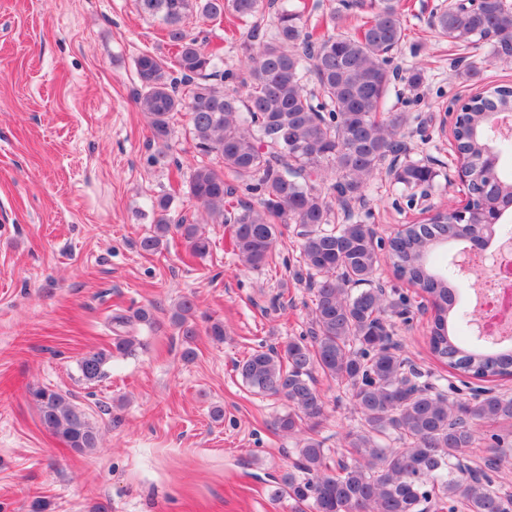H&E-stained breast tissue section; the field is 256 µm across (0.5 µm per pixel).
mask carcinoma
I'll return each mask as SVG.
<instances>
[{"label":"carcinoma","mask_w":512,"mask_h":512,"mask_svg":"<svg viewBox=\"0 0 512 512\" xmlns=\"http://www.w3.org/2000/svg\"><path fill=\"white\" fill-rule=\"evenodd\" d=\"M139 3L144 14L162 20L175 55L170 62L147 52L136 58L141 88L135 103L158 141L171 134L174 114L188 112L194 147L208 158L190 173V198L213 220L232 225L234 251L245 267L267 264L282 228H297L295 275L313 294L309 333L279 349H255L236 364L252 392L288 402V412L276 418L280 431L293 435L304 424L310 430L297 448L298 464L272 486V500L288 499L295 512H512V492L498 481L512 462V396L490 388L472 402L451 400L424 380L385 319L405 314L409 299L388 300L375 281L384 258L397 279L426 293L431 353L462 384L512 379V345L472 340L455 271L436 266L448 243L484 250L512 220V169L505 167L512 141L489 135L498 114L512 111V86L484 87L457 119L458 158L468 172L466 217L453 224L450 211L431 210L423 222L383 239L356 218L353 205L365 200L370 180L402 150L407 115L386 109L396 81L423 83V69L412 67L404 76L391 62L408 37L404 0L332 2L318 37L304 20L306 5L286 0L266 25L263 0ZM353 8L366 11V20L351 34L335 32L336 16ZM192 12L210 20L229 12L249 27L241 72L220 69L222 56L186 35ZM433 27L459 46L491 35L505 44L512 40V4L480 0L468 12L450 4L435 12ZM213 77L233 87L221 90ZM389 173L412 197L437 177L419 160L393 161ZM241 191L256 201L238 199ZM335 203L344 214L340 224ZM170 206L167 195L155 199L157 219L140 250L159 251L174 228L192 255H207L210 239L186 217L172 222ZM194 308L186 297L173 315L188 345L197 336ZM134 345V337L117 336L112 350L85 353L78 362L82 379L99 381L112 352L129 354ZM316 372L350 386L360 415L359 429L344 436L347 456L337 461L315 434L327 411ZM30 394L44 427L69 448L97 446L96 427L67 395L48 387ZM479 422L497 423L500 432L490 435V456L467 463L463 449L479 440Z\"/></svg>","instance_id":"1"}]
</instances>
